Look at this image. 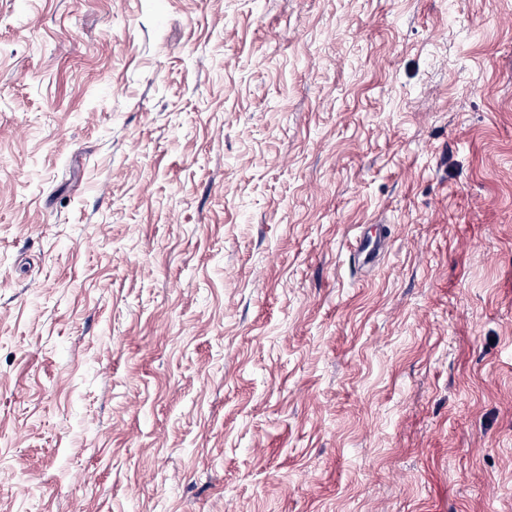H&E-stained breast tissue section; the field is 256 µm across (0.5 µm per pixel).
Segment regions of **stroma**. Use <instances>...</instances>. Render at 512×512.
<instances>
[{
	"label": "stroma",
	"instance_id": "stroma-1",
	"mask_svg": "<svg viewBox=\"0 0 512 512\" xmlns=\"http://www.w3.org/2000/svg\"><path fill=\"white\" fill-rule=\"evenodd\" d=\"M0 512H512V0H0Z\"/></svg>",
	"mask_w": 512,
	"mask_h": 512
}]
</instances>
